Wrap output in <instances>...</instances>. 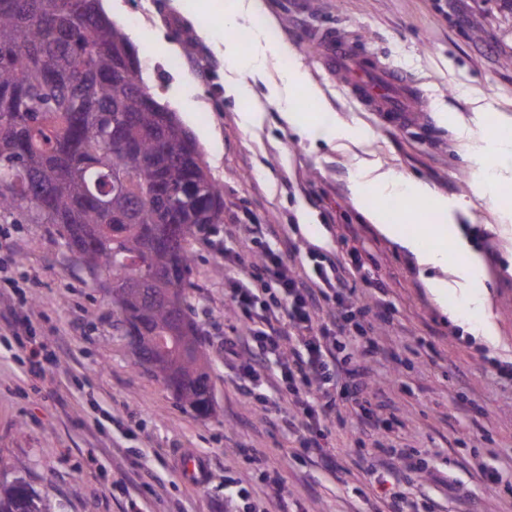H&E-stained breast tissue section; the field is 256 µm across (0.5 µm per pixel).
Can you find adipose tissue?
Returning <instances> with one entry per match:
<instances>
[{
  "mask_svg": "<svg viewBox=\"0 0 512 512\" xmlns=\"http://www.w3.org/2000/svg\"><path fill=\"white\" fill-rule=\"evenodd\" d=\"M203 13L207 16L223 20L226 26L232 27L242 21L259 18L265 13L264 0H203ZM293 50L283 42H272L267 38L265 30H258L253 45L242 49L233 42L224 44V65L231 72L232 78L224 85L226 95L241 97L247 79L261 76L267 56H292ZM301 90L307 99L318 102L323 94L318 85L311 79L308 71L301 62H293L282 79L281 86L271 87L267 101L275 105L285 122L299 132H306L307 127L302 123L293 110L292 100L287 92L290 89ZM378 197L397 194L410 203L423 201L432 202L433 208L427 224L421 225L415 232L404 234L400 228L401 219L386 220L382 210L371 207L367 217L376 224L379 231L403 247L413 252L420 266L451 270L452 274L472 280L482 273V263L478 255L468 253L463 263L449 265L447 247L456 243L457 232L455 225L448 222L447 203L437 200L435 191L420 181L385 175L376 181ZM434 240V248L428 249L423 245L424 240Z\"/></svg>",
  "mask_w": 512,
  "mask_h": 512,
  "instance_id": "adipose-tissue-1",
  "label": "adipose tissue"
}]
</instances>
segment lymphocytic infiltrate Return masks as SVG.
Listing matches in <instances>:
<instances>
[{
	"label": "lymphocytic infiltrate",
	"mask_w": 512,
	"mask_h": 512,
	"mask_svg": "<svg viewBox=\"0 0 512 512\" xmlns=\"http://www.w3.org/2000/svg\"><path fill=\"white\" fill-rule=\"evenodd\" d=\"M283 249H267L248 280L228 278L224 294L240 322L224 338V360L251 382L266 380L273 396L253 397L269 411L272 397L289 399L301 420L299 447L310 452L311 435L324 418L339 411V393L368 389L375 355L364 336L367 326L382 319L380 301H362L354 280L365 268L360 257L346 261L323 257L311 272L288 266ZM256 280L268 288H253ZM280 361L266 373L263 360Z\"/></svg>",
	"instance_id": "lymphocytic-infiltrate-1"
}]
</instances>
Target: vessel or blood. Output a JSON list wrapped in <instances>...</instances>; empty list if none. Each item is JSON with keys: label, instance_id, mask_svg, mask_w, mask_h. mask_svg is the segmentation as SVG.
Listing matches in <instances>:
<instances>
[{"label": "vessel or blood", "instance_id": "vessel-or-blood-1", "mask_svg": "<svg viewBox=\"0 0 512 512\" xmlns=\"http://www.w3.org/2000/svg\"><path fill=\"white\" fill-rule=\"evenodd\" d=\"M314 42L326 68L341 76L343 84L361 105L378 113L386 124L405 125L408 113L414 109L417 92L399 71L375 54L358 51L334 32H321ZM178 465L189 481L204 484L210 478L206 459L194 449H183Z\"/></svg>", "mask_w": 512, "mask_h": 512}]
</instances>
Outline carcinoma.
Here are the masks:
<instances>
[{
    "mask_svg": "<svg viewBox=\"0 0 512 512\" xmlns=\"http://www.w3.org/2000/svg\"><path fill=\"white\" fill-rule=\"evenodd\" d=\"M223 220L200 148L99 0H0V223L55 225L108 283L138 359L200 416L214 399L190 241ZM0 512L60 510L15 477L0 479Z\"/></svg>",
    "mask_w": 512,
    "mask_h": 512,
    "instance_id": "1",
    "label": "carcinoma"
}]
</instances>
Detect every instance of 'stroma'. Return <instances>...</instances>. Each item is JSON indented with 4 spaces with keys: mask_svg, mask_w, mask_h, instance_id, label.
Masks as SVG:
<instances>
[{
    "mask_svg": "<svg viewBox=\"0 0 512 512\" xmlns=\"http://www.w3.org/2000/svg\"><path fill=\"white\" fill-rule=\"evenodd\" d=\"M107 13L143 59L155 100L176 112L195 137L224 213L241 228L192 242L191 292L213 365L214 411L201 417L180 404L138 363L116 328L117 308L93 283L50 224L10 225L17 264L31 280L34 307L21 295L0 297V325L31 317L30 334L0 346V476H22L61 505V512H243L224 496L225 482L252 492L255 512H373L380 486L417 502L420 512H512V140L487 114L512 117V6L507 0H265L277 40L287 43L324 95L322 110L299 134L266 107L261 129L243 130L242 104L263 101L288 62L268 57L265 77L249 81L242 101L224 94V37L205 31L197 0H105ZM335 31L358 48L401 67L421 108L392 127L353 99L328 71L312 40ZM184 59L176 68L174 59ZM455 112L447 121L443 111ZM344 121L364 138L324 133ZM427 183L448 201V214L479 253L480 278L452 284L444 297L428 285L414 254L379 232L351 186L365 166ZM269 224L297 247L289 264L311 270L320 256L366 252L384 279L383 321L367 334L376 346L366 398L391 425L375 435L352 397L324 422L320 451L294 456V437L278 420V401L256 409L224 364V334L236 327L224 295L228 277L245 276L271 238L246 227ZM242 263H224L225 249ZM484 296L482 316L501 339L476 338L464 293ZM51 343L55 365L29 371L31 348ZM184 448L204 456L206 485L184 479ZM502 482L488 491L481 467ZM278 470L283 495L262 483Z\"/></svg>",
    "mask_w": 512,
    "mask_h": 512,
    "instance_id": "stroma-1",
    "label": "stroma"
}]
</instances>
